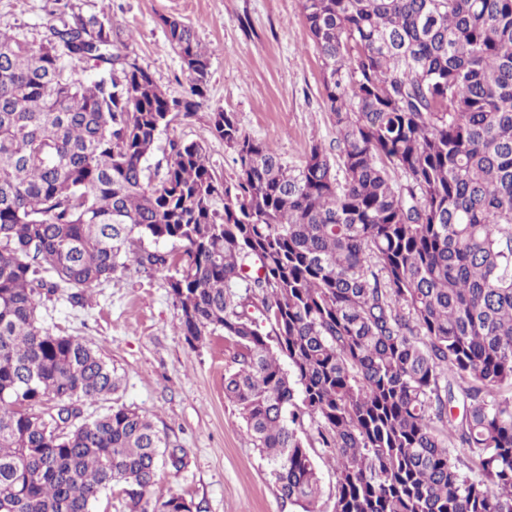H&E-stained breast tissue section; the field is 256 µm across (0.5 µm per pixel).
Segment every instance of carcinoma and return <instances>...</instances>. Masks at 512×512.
<instances>
[{"instance_id": "1", "label": "carcinoma", "mask_w": 512, "mask_h": 512, "mask_svg": "<svg viewBox=\"0 0 512 512\" xmlns=\"http://www.w3.org/2000/svg\"><path fill=\"white\" fill-rule=\"evenodd\" d=\"M298 2L336 161L315 144L290 166L215 112L229 180L197 141L144 167L206 96L191 25L161 18L180 97L95 16L54 15L39 44L0 30V512H92L114 486L124 512H191L148 497L186 449L124 405L84 416L121 379L38 322L131 263L174 270L189 344L233 346L224 395L283 500L317 512L318 446L332 512H512V0ZM314 458L321 478L322 495L318 501L317 507L322 512H332L333 499L332 496L336 489L338 473L336 472V464L330 458V455L318 456L321 453L320 448H314Z\"/></svg>"}]
</instances>
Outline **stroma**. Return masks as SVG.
I'll list each match as a JSON object with an SVG mask.
<instances>
[{"label":"stroma","instance_id":"stroma-1","mask_svg":"<svg viewBox=\"0 0 512 512\" xmlns=\"http://www.w3.org/2000/svg\"><path fill=\"white\" fill-rule=\"evenodd\" d=\"M67 16H98L120 26L129 58L147 67L159 86L182 96L189 74L170 49L161 17L193 26L210 61L205 99L194 116L162 131L144 165L164 169L173 139L204 145L220 178L235 175L230 151L210 132L215 112L234 113L247 134L271 143L291 166L311 145L336 153L320 61L298 0H66ZM54 0H0V29L34 43L47 33ZM168 271L139 267L95 286L78 305L44 301L40 323L52 333L93 345L122 379L110 401L88 402L94 416L124 405L151 419L186 448L182 473L159 471L152 499L177 495L198 512H302L283 501L268 466L244 434L238 410L224 397L231 345L217 333L189 345L179 330L181 311L167 288Z\"/></svg>","mask_w":512,"mask_h":512}]
</instances>
